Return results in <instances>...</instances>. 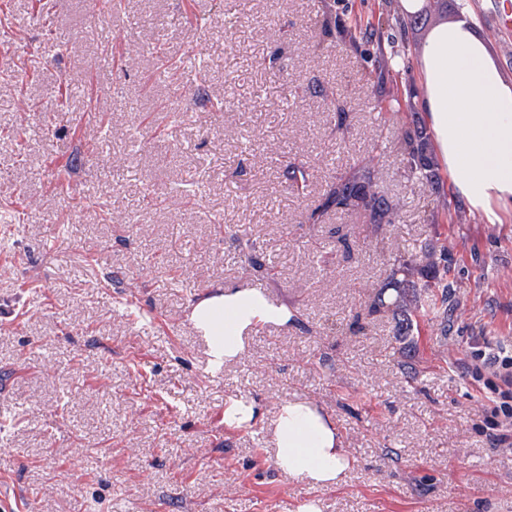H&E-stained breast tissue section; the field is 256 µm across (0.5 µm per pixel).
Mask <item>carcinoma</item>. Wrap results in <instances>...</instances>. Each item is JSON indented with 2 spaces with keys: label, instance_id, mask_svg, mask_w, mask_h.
<instances>
[{
  "label": "carcinoma",
  "instance_id": "1",
  "mask_svg": "<svg viewBox=\"0 0 512 512\" xmlns=\"http://www.w3.org/2000/svg\"><path fill=\"white\" fill-rule=\"evenodd\" d=\"M314 26L326 37L333 35L340 41L359 48L357 31L332 18L331 4L323 2L321 14L314 19ZM399 147L406 159L411 177L426 183L442 208L448 207L440 183L438 164L432 152L430 135L417 113H412L408 125L398 136ZM376 174L372 161H364L336 178L325 189L321 203L311 212L308 220L313 224L331 209L358 212L365 223L376 226L397 220V208L373 190ZM239 250L252 268L263 270L264 264L256 257V243L244 236L239 239ZM366 308L370 315L389 313L395 321L398 336H411L414 331L412 314L427 315L448 313V247L433 242L420 247L417 255L394 259L384 288L366 291Z\"/></svg>",
  "mask_w": 512,
  "mask_h": 512
}]
</instances>
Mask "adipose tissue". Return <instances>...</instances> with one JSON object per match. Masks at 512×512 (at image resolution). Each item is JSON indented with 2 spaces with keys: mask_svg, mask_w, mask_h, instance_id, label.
Here are the masks:
<instances>
[{
  "mask_svg": "<svg viewBox=\"0 0 512 512\" xmlns=\"http://www.w3.org/2000/svg\"><path fill=\"white\" fill-rule=\"evenodd\" d=\"M419 72L420 107L454 195L487 223L512 221V85L484 39L466 20L438 24L422 46ZM190 319L219 370L242 356L246 333L289 325L291 313L257 289L235 288L194 303ZM274 442L277 468L315 488L339 485L352 465L332 418L308 401L279 404Z\"/></svg>",
  "mask_w": 512,
  "mask_h": 512,
  "instance_id": "adipose-tissue-1",
  "label": "adipose tissue"
}]
</instances>
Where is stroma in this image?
Instances as JSON below:
<instances>
[{
	"label": "stroma",
	"instance_id": "1",
	"mask_svg": "<svg viewBox=\"0 0 512 512\" xmlns=\"http://www.w3.org/2000/svg\"><path fill=\"white\" fill-rule=\"evenodd\" d=\"M467 10L503 78L512 59ZM320 0H0V497L12 512H512V446L486 425L491 392L470 353L512 345V222L433 203L395 139L417 111L427 29L391 39L399 0H334L364 47L406 52L377 87L368 65L312 20ZM335 93L349 114L338 133ZM66 95V111L56 109ZM221 100L224 109L211 111ZM374 155L399 206L386 252L331 210L326 186ZM306 171L291 192L287 167ZM64 188H53L56 175ZM247 233L273 274L231 240ZM446 241L447 320L421 319L397 355L395 323L363 311L393 254ZM262 289L298 319L267 325L222 372L189 318L200 296ZM260 411L225 425L233 398ZM316 403L353 459L336 487L279 471L267 426L279 403Z\"/></svg>",
	"mask_w": 512,
	"mask_h": 512
}]
</instances>
